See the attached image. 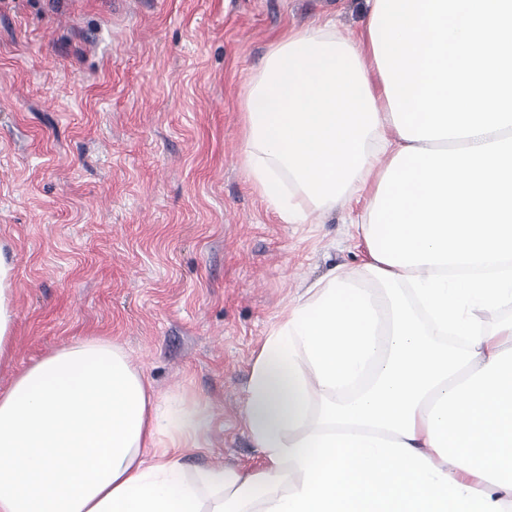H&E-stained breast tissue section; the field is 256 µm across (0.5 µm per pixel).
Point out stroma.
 Returning <instances> with one entry per match:
<instances>
[{"instance_id":"35a3bbf8","label":"stroma","mask_w":512,"mask_h":512,"mask_svg":"<svg viewBox=\"0 0 512 512\" xmlns=\"http://www.w3.org/2000/svg\"><path fill=\"white\" fill-rule=\"evenodd\" d=\"M358 29L365 0H0V256L15 374L82 336L211 413L188 469L258 458L240 421L280 311L366 259V199L286 224L239 163L243 92L288 29Z\"/></svg>"}]
</instances>
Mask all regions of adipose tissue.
I'll list each match as a JSON object with an SVG mask.
<instances>
[{
    "mask_svg": "<svg viewBox=\"0 0 512 512\" xmlns=\"http://www.w3.org/2000/svg\"><path fill=\"white\" fill-rule=\"evenodd\" d=\"M366 4L362 30L288 32L244 90L240 164L284 223L370 198L367 261L255 351L258 465L187 471L206 404L84 337L0 390V512H512V0Z\"/></svg>",
    "mask_w": 512,
    "mask_h": 512,
    "instance_id": "obj_1",
    "label": "adipose tissue"
}]
</instances>
